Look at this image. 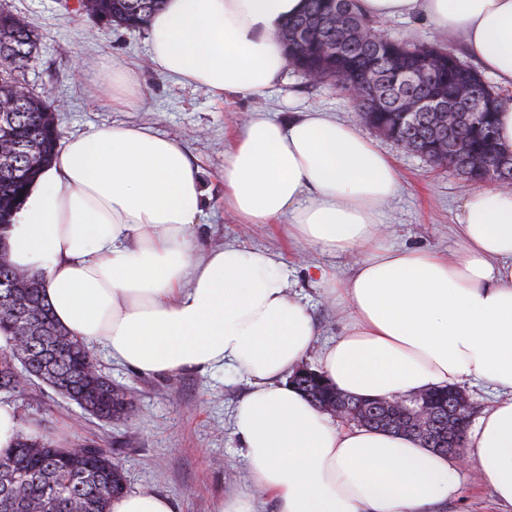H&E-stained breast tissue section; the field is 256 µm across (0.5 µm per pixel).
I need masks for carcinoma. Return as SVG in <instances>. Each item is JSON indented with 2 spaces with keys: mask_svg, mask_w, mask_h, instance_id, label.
Returning a JSON list of instances; mask_svg holds the SVG:
<instances>
[{
  "mask_svg": "<svg viewBox=\"0 0 512 512\" xmlns=\"http://www.w3.org/2000/svg\"><path fill=\"white\" fill-rule=\"evenodd\" d=\"M162 2L78 0V9L94 13L109 26L139 29ZM306 2L305 11L288 21L279 35L288 65L343 90L360 86L368 75L375 78V93L364 90L352 98L356 111L375 128L393 125L396 102L402 98L425 97L448 89L450 82L459 86L483 78L453 47L376 36L375 22L358 0ZM40 41L34 23L0 11V100L7 103V111L0 112V236L57 150L54 102L33 91H15L25 81ZM400 62L426 70L427 80L409 88L395 84L394 70ZM483 92L494 107L475 123L494 127L502 99L488 83ZM397 139L417 151L429 149L436 140L433 117L417 113L398 130ZM459 139L472 153L486 151L475 127L464 124L448 141V156L454 155ZM474 181L507 186L512 184V172L485 170ZM36 278L0 259V330L7 333V346L0 349V391L18 389L22 374L37 378L98 419L128 418L132 402L127 391L94 371L86 344L53 320L43 287L31 286ZM126 489L125 472L104 448L75 451L60 446L54 437L33 436L23 429L15 447L0 453V512H109L112 498Z\"/></svg>",
  "mask_w": 512,
  "mask_h": 512,
  "instance_id": "carcinoma-1",
  "label": "carcinoma"
}]
</instances>
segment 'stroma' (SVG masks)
Segmentation results:
<instances>
[{
    "instance_id": "obj_1",
    "label": "stroma",
    "mask_w": 512,
    "mask_h": 512,
    "mask_svg": "<svg viewBox=\"0 0 512 512\" xmlns=\"http://www.w3.org/2000/svg\"><path fill=\"white\" fill-rule=\"evenodd\" d=\"M1 4L34 22L42 34L25 77L34 90L62 103V139L112 124L146 126L181 138L207 190L204 213L194 227L199 251L236 243L274 254L283 262L293 292L310 307L320 341L339 335L347 318L340 305L325 300L323 286L310 270L317 266L329 277L342 278L355 258L295 247L287 224H239L225 213L224 150L250 113L287 118L319 109L357 126L391 156L401 178L400 193L384 209L381 245L425 248L444 256L458 247L461 200L471 191V183L378 136L339 87L310 81L288 68L282 82L262 100L220 99L204 87L175 82L150 66L148 29L99 25L89 14L67 9L65 0H0ZM115 62L127 67L136 83L133 108H114L106 94H93L88 86L91 74ZM90 351L100 372L130 393V418L98 421L35 380L15 392L1 393L0 401L14 404L24 426H36L73 445L110 450L125 471L128 492L165 495L175 512H215L226 491L247 484L248 471L232 424L233 410L249 390L244 378L221 371L142 373L112 361L101 345H91ZM443 512L505 510L489 482L476 481L468 463L462 465L458 492Z\"/></svg>"
}]
</instances>
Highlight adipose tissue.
Segmentation results:
<instances>
[{
    "instance_id": "obj_1",
    "label": "adipose tissue",
    "mask_w": 512,
    "mask_h": 512,
    "mask_svg": "<svg viewBox=\"0 0 512 512\" xmlns=\"http://www.w3.org/2000/svg\"><path fill=\"white\" fill-rule=\"evenodd\" d=\"M376 19L425 18L512 90V0H360ZM305 0H165L147 27L152 64L213 96H264L287 59L277 39ZM224 210L240 224L287 221L290 236L353 253L326 279L347 330H319L272 253L233 244L196 256L206 202L181 141L115 125L70 139L6 232L8 261L38 273L50 312L75 338L141 372L230 367L250 390L234 411L250 482L216 512H437L459 461L413 435L339 426L289 378L312 349L338 390L412 395L490 382L491 408L467 452L512 506V190L470 191L452 256L380 246L381 210L401 188L392 159L328 112L250 115L224 153Z\"/></svg>"
}]
</instances>
